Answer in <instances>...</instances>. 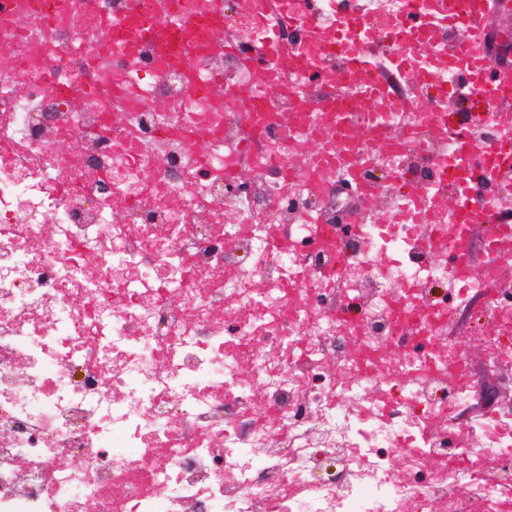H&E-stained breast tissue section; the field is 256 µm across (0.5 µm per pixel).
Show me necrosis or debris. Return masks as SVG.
Returning <instances> with one entry per match:
<instances>
[{
    "mask_svg": "<svg viewBox=\"0 0 512 512\" xmlns=\"http://www.w3.org/2000/svg\"><path fill=\"white\" fill-rule=\"evenodd\" d=\"M485 4L224 0L219 41L0 0V512H512V398L465 414L512 278L448 274L483 210L512 243V27L454 51Z\"/></svg>",
    "mask_w": 512,
    "mask_h": 512,
    "instance_id": "1",
    "label": "necrosis or debris"
}]
</instances>
